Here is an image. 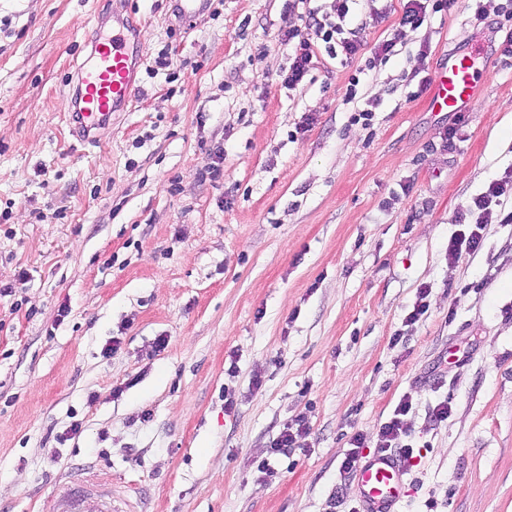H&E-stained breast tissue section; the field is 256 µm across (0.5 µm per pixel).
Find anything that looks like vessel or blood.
Returning a JSON list of instances; mask_svg holds the SVG:
<instances>
[{
  "instance_id": "obj_1",
  "label": "vessel or blood",
  "mask_w": 512,
  "mask_h": 512,
  "mask_svg": "<svg viewBox=\"0 0 512 512\" xmlns=\"http://www.w3.org/2000/svg\"><path fill=\"white\" fill-rule=\"evenodd\" d=\"M136 73V61L124 33L93 40L91 52L78 68L80 85L77 138L86 140L112 114L129 101ZM478 91V71L470 55L449 56L437 73L431 107L449 112L469 111ZM406 470L390 455H375L358 465L355 478L367 512H394L402 500ZM59 512H109L99 496L86 493L73 481L55 487Z\"/></svg>"
}]
</instances>
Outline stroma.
Returning <instances> with one entry per match:
<instances>
[{"instance_id": "obj_1", "label": "stroma", "mask_w": 512, "mask_h": 512, "mask_svg": "<svg viewBox=\"0 0 512 512\" xmlns=\"http://www.w3.org/2000/svg\"><path fill=\"white\" fill-rule=\"evenodd\" d=\"M447 2L404 31L405 0H351L364 50L305 30L289 88V26L339 0H208L188 27L178 0H0V512H57L59 477L101 471L125 512H349L351 438L373 455L405 397L398 512H512V224L490 214L448 258L512 170L506 0ZM128 17L132 100L79 141L75 70ZM475 49L472 111H431L438 69ZM299 417L303 448L261 473ZM287 38L288 46L291 48V64L284 83L291 88L300 83L308 73L314 57V48L296 27L288 29ZM510 193L512 195V172L511 175L508 172L505 177L501 180L492 182L487 191L479 195L474 204L476 208L482 211L475 223L465 224L464 229L458 230L454 236H452L448 242V258L456 259L463 252H475L481 245V230L484 222L485 215L489 213L491 204L499 202V198ZM411 408L412 402L409 398L401 399L390 418L380 425L377 434L376 453L398 456L405 465L410 464L414 458V446L408 440L411 429L404 418Z\"/></svg>"}]
</instances>
